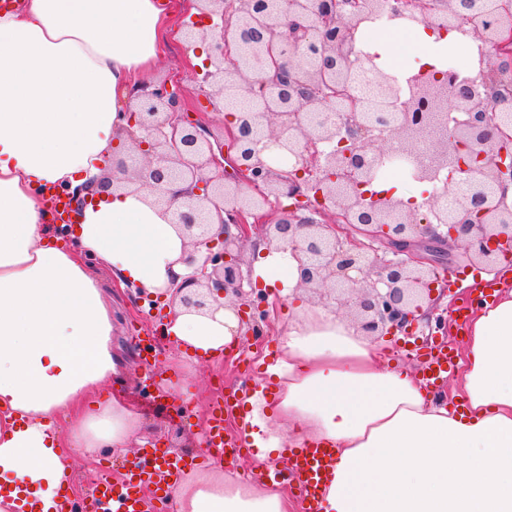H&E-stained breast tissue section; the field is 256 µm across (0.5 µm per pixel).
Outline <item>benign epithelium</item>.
I'll return each mask as SVG.
<instances>
[{
	"instance_id": "benign-epithelium-1",
	"label": "benign epithelium",
	"mask_w": 512,
	"mask_h": 512,
	"mask_svg": "<svg viewBox=\"0 0 512 512\" xmlns=\"http://www.w3.org/2000/svg\"><path fill=\"white\" fill-rule=\"evenodd\" d=\"M468 0H235V20L224 24V0H195L183 24L186 43H208L201 83L214 108L249 97L273 107L225 127L227 143H213L207 128L189 119L183 93L166 81L140 86L124 112L126 135L136 149L128 165L112 155L108 168L179 206L172 213L190 240L184 263L192 273L172 278V302L208 315L219 299L241 313V323L260 333L266 311L249 300L242 272L244 246L256 227L304 257L301 284L322 299L350 309L367 337L410 335L415 314L432 316L445 295L433 262L443 246L459 243L473 265L493 272L512 256V165L506 162L502 109L492 98H512V0H480V11L498 16L495 29L464 15ZM389 10L394 19L459 27L492 47L480 59L494 87L422 70L400 97L393 77L365 61L387 106L396 114L364 116L345 72L354 65L361 23ZM255 59L276 55L271 69L245 70L232 54ZM317 55L325 67L313 69ZM409 159L420 183L448 177L428 215L391 194L363 188L385 160ZM468 174L469 192L451 213L439 197L455 193V174ZM112 177L62 188L74 210L90 195H104ZM220 225L216 235L212 224ZM236 232H231L230 227Z\"/></svg>"
}]
</instances>
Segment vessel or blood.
<instances>
[{"instance_id":"1","label":"vessel or blood","mask_w":512,"mask_h":512,"mask_svg":"<svg viewBox=\"0 0 512 512\" xmlns=\"http://www.w3.org/2000/svg\"><path fill=\"white\" fill-rule=\"evenodd\" d=\"M450 365L451 358L446 350L432 354L426 365V385H435L447 377ZM240 405L237 392L224 394L214 408L209 424V444L215 454L228 463L233 462L243 443L225 438L224 415ZM289 459L292 479L308 502L307 512H319L318 489L333 460L332 449L319 446L293 448L289 451ZM188 464V459L170 456L162 450L155 451L148 462L128 469L122 479H105L96 486L93 494L96 512H155L154 504L142 493L143 487L175 484Z\"/></svg>"}]
</instances>
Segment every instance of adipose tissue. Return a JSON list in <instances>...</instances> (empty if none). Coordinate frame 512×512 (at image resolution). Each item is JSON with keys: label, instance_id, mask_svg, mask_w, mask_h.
I'll list each match as a JSON object with an SVG mask.
<instances>
[{"label": "adipose tissue", "instance_id": "obj_1", "mask_svg": "<svg viewBox=\"0 0 512 512\" xmlns=\"http://www.w3.org/2000/svg\"><path fill=\"white\" fill-rule=\"evenodd\" d=\"M168 16L158 0H26L0 14V512L38 499L53 512L71 467L128 453L140 423L118 400L87 403L116 372L110 299L83 255L121 286L156 293L186 275L190 245L150 190L113 188L87 205L77 250L45 224L46 190L101 175L124 126L133 79L160 59ZM420 65L466 43L478 76L481 43L419 25ZM254 272L291 305L271 375L277 403L249 397L244 435L256 462L284 444L323 445L336 459L321 512H512V290L474 312L447 395L431 396L334 308L307 301L300 263L259 243ZM234 314L173 307L163 335L208 359L236 346ZM69 420L67 434L55 426ZM177 512H294L278 486L223 473L174 490Z\"/></svg>", "mask_w": 512, "mask_h": 512}]
</instances>
